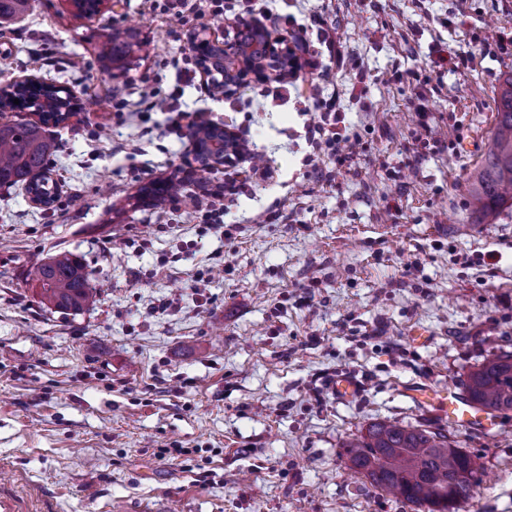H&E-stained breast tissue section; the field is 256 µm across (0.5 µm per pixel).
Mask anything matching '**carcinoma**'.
Returning <instances> with one entry per match:
<instances>
[{"label":"carcinoma","instance_id":"cac0c4a2","mask_svg":"<svg viewBox=\"0 0 512 512\" xmlns=\"http://www.w3.org/2000/svg\"><path fill=\"white\" fill-rule=\"evenodd\" d=\"M30 0H0V25L24 18ZM26 107L47 113L40 122L0 123V186H25L56 199L49 183V158L55 142L44 125L62 109L61 91L32 84L17 92ZM512 207V74L500 85L495 127L471 174L470 208L479 224H490ZM41 303L63 312H80L97 302V290L81 258L62 250L34 263ZM462 392L492 417L512 411V351L484 350L468 372ZM349 468L370 484L413 506L417 512H458L482 482L477 457L460 447L455 433L443 428L369 423L344 444Z\"/></svg>","mask_w":512,"mask_h":512}]
</instances>
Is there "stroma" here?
I'll list each match as a JSON object with an SVG mask.
<instances>
[{"label":"stroma","mask_w":512,"mask_h":512,"mask_svg":"<svg viewBox=\"0 0 512 512\" xmlns=\"http://www.w3.org/2000/svg\"><path fill=\"white\" fill-rule=\"evenodd\" d=\"M260 19L304 38L308 63L227 97L174 62L191 33L223 39L238 17L174 34L151 0L85 18L31 0L0 30V84L38 79L83 106L54 128L55 207L0 188V497L20 512H413L351 471L344 443L378 420L445 426L436 398L486 339L512 350V208L479 224L469 207L512 73V0H270ZM115 28L141 49L109 69ZM326 31L350 63L324 94L361 149L317 175L307 96ZM456 50L465 65L438 66ZM140 87L207 110L269 177L241 185L240 157L203 170L190 140L161 136L164 113L119 123L113 97ZM422 117L427 147L412 137ZM177 179L221 194L240 233H204L189 205L141 194ZM61 249L88 265L100 297L87 310L46 308L32 286L35 261ZM215 266L200 301L193 280ZM340 376L352 396H337ZM418 388L429 401L408 398ZM455 433L485 469L463 512H512V419Z\"/></svg>","instance_id":"stroma-1"}]
</instances>
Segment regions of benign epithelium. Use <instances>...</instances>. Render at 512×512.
I'll return each mask as SVG.
<instances>
[{
	"label": "benign epithelium",
	"instance_id": "7a95c632",
	"mask_svg": "<svg viewBox=\"0 0 512 512\" xmlns=\"http://www.w3.org/2000/svg\"><path fill=\"white\" fill-rule=\"evenodd\" d=\"M246 28L253 33L248 44L236 38L220 42L199 33L191 39L193 50L203 60L202 73L217 93L231 91L251 79L263 82L273 76L293 75L299 69V57L285 35L255 20L246 23ZM214 128L217 129L215 138L204 147L197 142L194 147L198 152H206L209 167L218 168L231 154H239L240 146L232 131L220 124Z\"/></svg>",
	"mask_w": 512,
	"mask_h": 512
}]
</instances>
